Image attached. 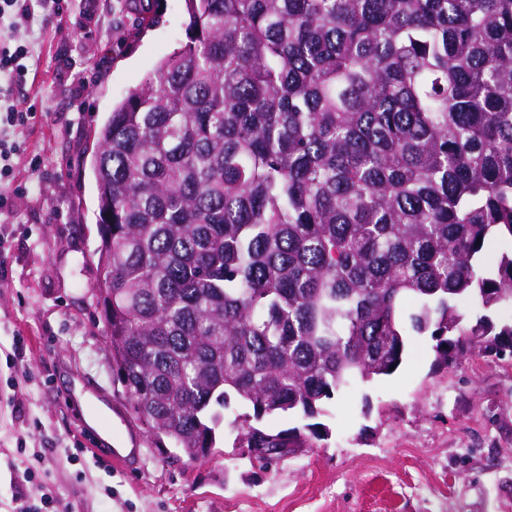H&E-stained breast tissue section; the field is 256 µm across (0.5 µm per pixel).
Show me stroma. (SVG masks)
<instances>
[{"label":"stroma","mask_w":512,"mask_h":512,"mask_svg":"<svg viewBox=\"0 0 512 512\" xmlns=\"http://www.w3.org/2000/svg\"><path fill=\"white\" fill-rule=\"evenodd\" d=\"M186 23L183 0H159L140 32L121 0H65L42 31L0 30L31 45L33 71L10 97L33 119L0 183V512L20 492L64 512H512V360L471 352L440 369L427 336L410 337L391 376L328 402V439L267 469L234 444L241 406L198 460L160 451L132 418L95 293L90 158L115 104ZM110 440L139 449L134 468L96 460Z\"/></svg>","instance_id":"obj_1"}]
</instances>
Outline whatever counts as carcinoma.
I'll list each match as a JSON object with an SVG mask.
<instances>
[{
  "mask_svg": "<svg viewBox=\"0 0 512 512\" xmlns=\"http://www.w3.org/2000/svg\"><path fill=\"white\" fill-rule=\"evenodd\" d=\"M184 2L92 158L113 373L157 447L209 455L235 402L267 468L410 336L512 358V0Z\"/></svg>",
  "mask_w": 512,
  "mask_h": 512,
  "instance_id": "cac0c4a2",
  "label": "carcinoma"
}]
</instances>
